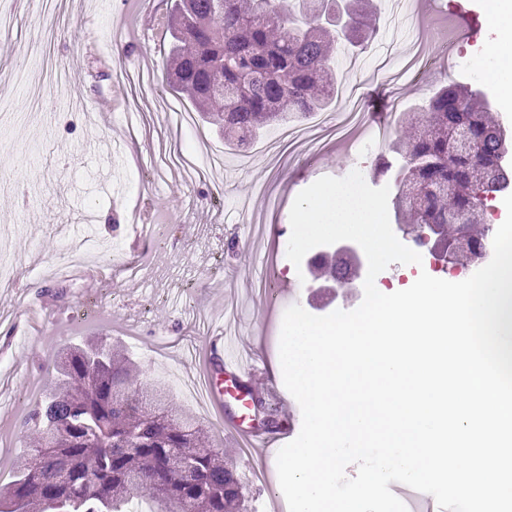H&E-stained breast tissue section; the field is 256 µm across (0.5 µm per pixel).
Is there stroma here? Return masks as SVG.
Returning <instances> with one entry per match:
<instances>
[{"label":"stroma","instance_id":"1","mask_svg":"<svg viewBox=\"0 0 512 512\" xmlns=\"http://www.w3.org/2000/svg\"><path fill=\"white\" fill-rule=\"evenodd\" d=\"M481 0H418L405 25L440 51L445 15L455 17L458 53L418 83L372 77L393 40L392 0H374L376 34L365 52L339 56L340 79L356 86L365 120L350 140L320 148L301 143L272 164L257 150L238 152L201 118L177 115L193 104L166 81L164 17L170 0H11L10 35L0 39V254L14 260L15 286L0 292V485L32 448L16 421L29 409L24 387L39 389L40 366L55 348L94 336L124 337L141 376L164 374L185 383L199 376L194 356L210 333L227 331L228 349L251 348L255 382L272 389L301 421V409L276 368L285 310L301 305L322 316L357 308L353 293L315 295L286 256L289 213L296 195L323 176L360 170L371 187L381 126L407 134L404 110L430 90L472 83L497 98L483 73L494 34ZM221 205H214L215 194ZM171 223L164 243L147 238V272L113 273L91 282L64 278V244L126 240L132 221ZM275 278V299L259 287V270ZM284 439L264 453L224 441L238 471L254 466L266 480L250 486L248 512L281 502L276 457Z\"/></svg>","mask_w":512,"mask_h":512}]
</instances>
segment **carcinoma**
I'll return each instance as SVG.
<instances>
[{"label":"carcinoma","mask_w":512,"mask_h":512,"mask_svg":"<svg viewBox=\"0 0 512 512\" xmlns=\"http://www.w3.org/2000/svg\"><path fill=\"white\" fill-rule=\"evenodd\" d=\"M364 2L173 0L163 66L224 140L249 145L266 127L330 104L336 49H362L375 35ZM411 111L414 132L391 140L375 164L377 175L395 172L394 223L446 264L480 257L492 227L472 217L512 188L508 131L469 83L441 88ZM455 128L468 132L473 150H456ZM349 272L334 253L312 268L334 282ZM98 343L67 347L42 365L40 396L18 420L39 442L0 488V512H129L140 498L150 512H243L249 492L210 443L211 426L179 414L166 382L137 379L119 343L97 359ZM254 405L262 425L279 430L278 412L260 397Z\"/></svg>","instance_id":"carcinoma-1"}]
</instances>
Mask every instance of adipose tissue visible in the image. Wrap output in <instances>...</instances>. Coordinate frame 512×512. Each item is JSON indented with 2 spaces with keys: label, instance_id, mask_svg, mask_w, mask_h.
Wrapping results in <instances>:
<instances>
[{
  "label": "adipose tissue",
  "instance_id": "ef3b65f1",
  "mask_svg": "<svg viewBox=\"0 0 512 512\" xmlns=\"http://www.w3.org/2000/svg\"><path fill=\"white\" fill-rule=\"evenodd\" d=\"M484 9L496 34L487 49L485 75L497 85L503 107L512 109V0H485Z\"/></svg>",
  "mask_w": 512,
  "mask_h": 512
}]
</instances>
